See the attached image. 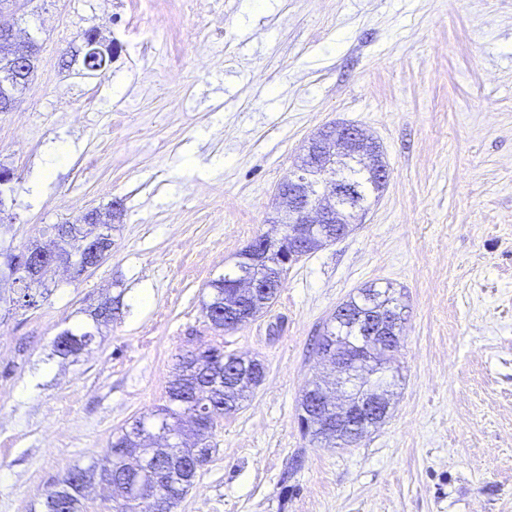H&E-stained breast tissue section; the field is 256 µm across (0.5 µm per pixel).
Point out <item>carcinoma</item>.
I'll use <instances>...</instances> for the list:
<instances>
[{"instance_id":"cac0c4a2","label":"carcinoma","mask_w":512,"mask_h":512,"mask_svg":"<svg viewBox=\"0 0 512 512\" xmlns=\"http://www.w3.org/2000/svg\"><path fill=\"white\" fill-rule=\"evenodd\" d=\"M340 173L362 187L366 205H371L372 196L381 192L369 175L357 168L343 167ZM283 244L278 243L266 260L254 262L242 251L233 268L209 283L210 300L204 303L206 318L216 322L226 320L224 301L231 295L241 293L237 288L240 277L248 272L261 279H281L290 268L283 258ZM278 291L247 295L242 304L261 313L272 305ZM346 314L334 315L325 327L326 341L333 349L344 352L359 348L363 326L355 317H369L384 312L392 317L391 328L401 335L404 323V306L395 297L391 286L381 287L370 283L359 289L342 304ZM91 328L78 326L67 329L54 341V351L63 357L83 351L85 339ZM264 369L257 358L226 355L224 350L211 347L203 351H187L178 355L175 371L169 381L167 404L142 416L118 434L99 457L85 465L70 467L52 491L44 494L42 512H82L85 495L81 486L85 481H106L115 494V512H154L163 503L168 512L178 505L192 485L185 467L198 462H207L212 454L209 443L212 427L202 424L209 416L230 414L237 411L258 385L254 371ZM306 396L298 403L299 421L303 435L310 442H330L336 439L346 445L351 441V427L344 425L335 435L325 431L321 420L306 416ZM160 429L174 432L171 445L164 447L161 458L155 464L134 476L127 470L125 450L149 446L148 435Z\"/></svg>"}]
</instances>
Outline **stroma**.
I'll return each instance as SVG.
<instances>
[{
    "label": "stroma",
    "mask_w": 512,
    "mask_h": 512,
    "mask_svg": "<svg viewBox=\"0 0 512 512\" xmlns=\"http://www.w3.org/2000/svg\"><path fill=\"white\" fill-rule=\"evenodd\" d=\"M14 23L41 48L19 108L0 112L14 172L0 252L115 201L122 216L100 265L58 270L35 307L0 288V512H39L70 467L165 405L178 354L213 345L265 377L217 417L174 512H512V0H220L203 14L30 0ZM88 29L113 47L98 72L80 56ZM338 122L380 142L385 190L257 318L211 329L209 281L270 231L300 146ZM65 140L74 152L55 156ZM371 282L407 306L389 416L352 445L310 443L298 401L335 377L318 334ZM113 297L90 350L56 356V336Z\"/></svg>",
    "instance_id": "35a3bbf8"
}]
</instances>
